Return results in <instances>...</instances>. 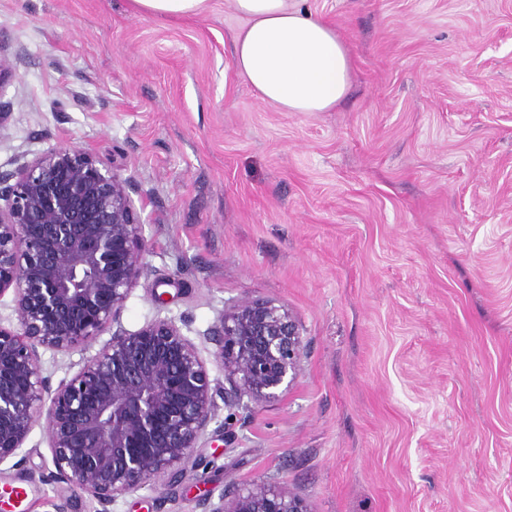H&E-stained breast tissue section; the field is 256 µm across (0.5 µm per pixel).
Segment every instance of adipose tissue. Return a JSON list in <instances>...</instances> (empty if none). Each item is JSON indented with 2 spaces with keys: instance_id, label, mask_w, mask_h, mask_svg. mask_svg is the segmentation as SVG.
<instances>
[{
  "instance_id": "adipose-tissue-1",
  "label": "adipose tissue",
  "mask_w": 512,
  "mask_h": 512,
  "mask_svg": "<svg viewBox=\"0 0 512 512\" xmlns=\"http://www.w3.org/2000/svg\"><path fill=\"white\" fill-rule=\"evenodd\" d=\"M208 0H129L136 16L190 17ZM241 19L231 58L258 98L282 112H326L346 96L352 77L348 51L328 21L298 0H233Z\"/></svg>"
}]
</instances>
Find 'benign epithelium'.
Segmentation results:
<instances>
[{
  "label": "benign epithelium",
  "instance_id": "benign-epithelium-1",
  "mask_svg": "<svg viewBox=\"0 0 512 512\" xmlns=\"http://www.w3.org/2000/svg\"><path fill=\"white\" fill-rule=\"evenodd\" d=\"M0 296L14 291L20 330L0 325V464L46 419L53 479L101 509L150 487L175 489L216 403L197 345L174 320L127 330L121 314L143 274L145 242L127 181L105 160L60 142L14 172H0ZM110 339L51 394L38 347L66 351ZM224 366V405L259 407L294 379L303 350L297 321L268 299L224 309L204 336ZM209 512H310L259 479L224 490Z\"/></svg>",
  "mask_w": 512,
  "mask_h": 512
}]
</instances>
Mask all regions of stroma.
I'll return each mask as SVG.
<instances>
[{"mask_svg": "<svg viewBox=\"0 0 512 512\" xmlns=\"http://www.w3.org/2000/svg\"><path fill=\"white\" fill-rule=\"evenodd\" d=\"M352 59L329 112H282L231 66V0L183 19L128 0H0L10 118L0 171L65 141L131 183L147 243L122 312L204 336L271 299L300 323L297 375L258 408L217 405L175 495L110 512H204L263 478L310 512H512V0H305ZM106 336L39 348L49 388ZM0 485L28 512H96L52 478L45 424ZM29 491L25 487L4 485L0 488V504L7 512H25Z\"/></svg>", "mask_w": 512, "mask_h": 512, "instance_id": "1", "label": "stroma"}]
</instances>
